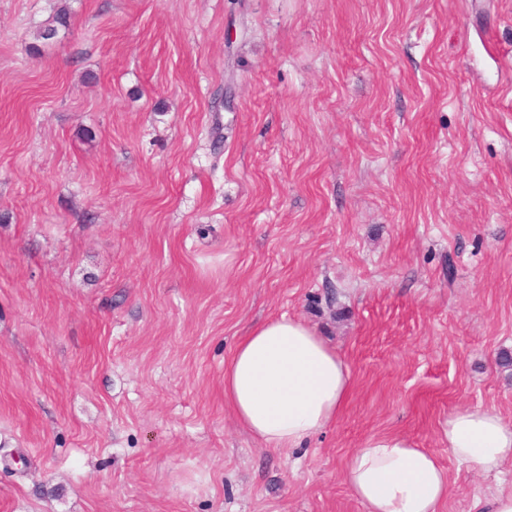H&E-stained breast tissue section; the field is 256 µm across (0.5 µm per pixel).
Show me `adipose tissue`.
<instances>
[{
	"label": "adipose tissue",
	"mask_w": 512,
	"mask_h": 512,
	"mask_svg": "<svg viewBox=\"0 0 512 512\" xmlns=\"http://www.w3.org/2000/svg\"><path fill=\"white\" fill-rule=\"evenodd\" d=\"M352 391L336 350L303 322L280 317L250 328L224 364V403L264 448L285 452L336 422ZM449 453L490 473L512 462V424L461 408L441 426ZM345 483L364 512H440L448 474L437 457L400 434L354 449Z\"/></svg>",
	"instance_id": "1"
}]
</instances>
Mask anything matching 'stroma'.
Instances as JSON below:
<instances>
[{"instance_id":"35a3bbf8","label":"stroma","mask_w":512,"mask_h":512,"mask_svg":"<svg viewBox=\"0 0 512 512\" xmlns=\"http://www.w3.org/2000/svg\"><path fill=\"white\" fill-rule=\"evenodd\" d=\"M68 27L40 29L58 9ZM288 316L347 364L282 453L224 405ZM512 0H0V512H364L350 451L512 422Z\"/></svg>"}]
</instances>
